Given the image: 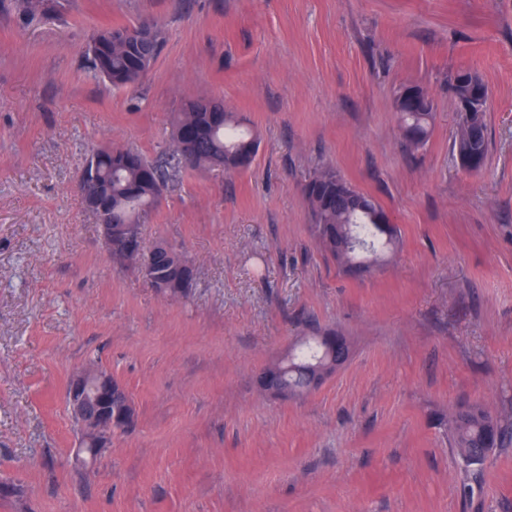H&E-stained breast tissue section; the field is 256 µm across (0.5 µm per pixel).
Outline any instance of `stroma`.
I'll return each instance as SVG.
<instances>
[{
    "mask_svg": "<svg viewBox=\"0 0 512 512\" xmlns=\"http://www.w3.org/2000/svg\"><path fill=\"white\" fill-rule=\"evenodd\" d=\"M145 21L164 40L139 91L95 79L86 35ZM463 69L491 92L478 175L452 152ZM404 84L434 102L411 152ZM202 95L261 142L246 169L179 171L142 224L195 268L173 299L110 258L78 184L107 144L158 158ZM321 164L400 231L371 276L311 235ZM318 331L350 361L302 398L261 392ZM93 364L138 418L86 470L66 392ZM472 404L512 433V0H48L25 28L0 0V512H512V436L468 471L449 446ZM410 87L417 88L422 93L428 94L424 89L417 85L402 86L395 95L394 107L397 112L400 125L403 128L407 138V147L411 150H415L421 146L428 137L429 125L432 119L434 105L433 100L430 99V107L432 112H424L410 108L407 105L405 99V91Z\"/></svg>",
    "mask_w": 512,
    "mask_h": 512,
    "instance_id": "stroma-1",
    "label": "stroma"
}]
</instances>
